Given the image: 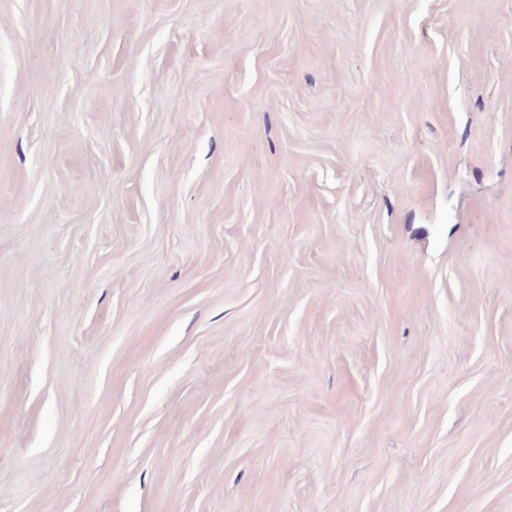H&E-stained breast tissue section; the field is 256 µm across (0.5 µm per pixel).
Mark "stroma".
I'll use <instances>...</instances> for the list:
<instances>
[{"label": "stroma", "mask_w": 512, "mask_h": 512, "mask_svg": "<svg viewBox=\"0 0 512 512\" xmlns=\"http://www.w3.org/2000/svg\"><path fill=\"white\" fill-rule=\"evenodd\" d=\"M0 512H512V0H0Z\"/></svg>", "instance_id": "35a3bbf8"}]
</instances>
